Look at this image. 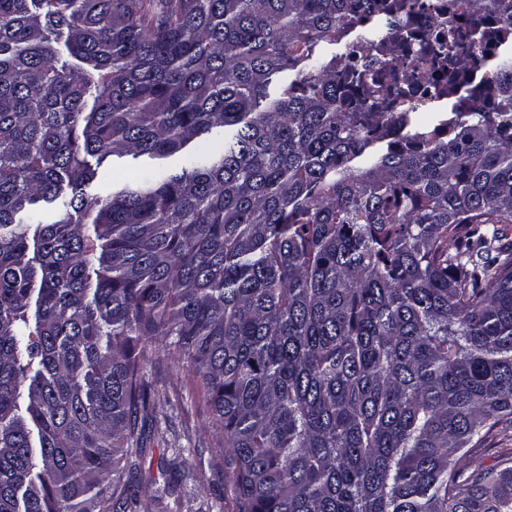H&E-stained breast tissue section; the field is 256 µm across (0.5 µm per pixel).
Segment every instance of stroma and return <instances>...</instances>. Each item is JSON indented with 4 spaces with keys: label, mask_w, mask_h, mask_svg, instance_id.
<instances>
[{
    "label": "stroma",
    "mask_w": 512,
    "mask_h": 512,
    "mask_svg": "<svg viewBox=\"0 0 512 512\" xmlns=\"http://www.w3.org/2000/svg\"><path fill=\"white\" fill-rule=\"evenodd\" d=\"M150 405L141 411L150 446L131 472L145 500L158 512H227L224 472L213 461L214 431L200 404L190 402L167 360L146 368Z\"/></svg>",
    "instance_id": "stroma-1"
}]
</instances>
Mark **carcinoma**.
<instances>
[{
    "label": "carcinoma",
    "mask_w": 512,
    "mask_h": 512,
    "mask_svg": "<svg viewBox=\"0 0 512 512\" xmlns=\"http://www.w3.org/2000/svg\"><path fill=\"white\" fill-rule=\"evenodd\" d=\"M351 13L0 0V512H143L155 350L233 512H512V112L340 111Z\"/></svg>",
    "instance_id": "1"
}]
</instances>
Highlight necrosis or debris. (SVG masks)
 <instances>
[{"label":"necrosis or debris","instance_id":"4bbe7bcc","mask_svg":"<svg viewBox=\"0 0 512 512\" xmlns=\"http://www.w3.org/2000/svg\"><path fill=\"white\" fill-rule=\"evenodd\" d=\"M390 17L387 49L370 43L356 45L350 62L362 82L346 87L343 109L364 111L366 88L386 93L395 80H409L412 98L443 95L452 77L487 67L502 48L493 32L507 26L501 12L478 11L471 0H380Z\"/></svg>","mask_w":512,"mask_h":512}]
</instances>
